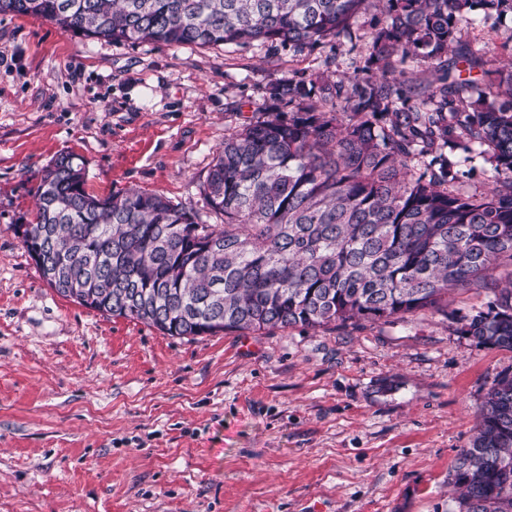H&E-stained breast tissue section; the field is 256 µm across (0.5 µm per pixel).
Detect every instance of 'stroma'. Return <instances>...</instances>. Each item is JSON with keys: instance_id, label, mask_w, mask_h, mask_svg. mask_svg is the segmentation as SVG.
Returning <instances> with one entry per match:
<instances>
[{"instance_id": "obj_1", "label": "stroma", "mask_w": 512, "mask_h": 512, "mask_svg": "<svg viewBox=\"0 0 512 512\" xmlns=\"http://www.w3.org/2000/svg\"><path fill=\"white\" fill-rule=\"evenodd\" d=\"M360 49L169 47L0 15V512H451L448 472L512 350L442 312L178 338L58 295L12 230L39 171L222 218L203 186L224 135L288 75Z\"/></svg>"}]
</instances>
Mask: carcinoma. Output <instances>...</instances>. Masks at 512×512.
<instances>
[{
    "mask_svg": "<svg viewBox=\"0 0 512 512\" xmlns=\"http://www.w3.org/2000/svg\"><path fill=\"white\" fill-rule=\"evenodd\" d=\"M351 76L292 75L266 111L224 135L199 211L145 191L86 189L84 161L42 168L35 220L20 236L64 297L169 336L387 321L438 307L512 261V66L461 41L512 0H0V14L64 32L166 46L302 51L356 38ZM427 65L416 84L406 65ZM480 69L477 77L471 75ZM462 335L512 349V273ZM450 484L457 512H512V374L490 387Z\"/></svg>",
    "mask_w": 512,
    "mask_h": 512,
    "instance_id": "carcinoma-1",
    "label": "carcinoma"
}]
</instances>
